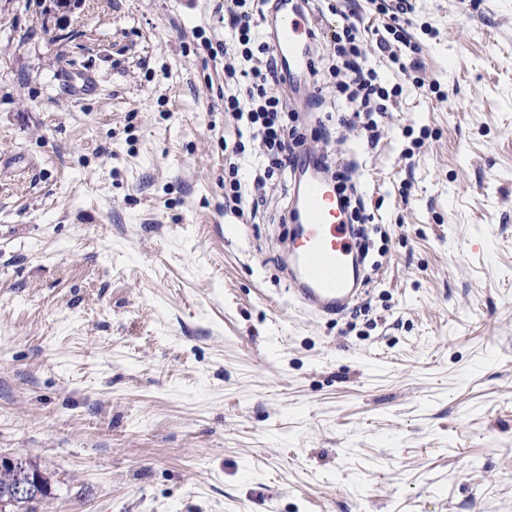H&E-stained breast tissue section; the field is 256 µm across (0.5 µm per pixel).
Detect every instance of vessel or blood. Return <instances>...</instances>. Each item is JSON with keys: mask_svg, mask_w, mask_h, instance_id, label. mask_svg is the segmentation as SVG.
<instances>
[{"mask_svg": "<svg viewBox=\"0 0 512 512\" xmlns=\"http://www.w3.org/2000/svg\"><path fill=\"white\" fill-rule=\"evenodd\" d=\"M265 21L284 90L293 93L310 76L313 18L305 0H274ZM289 221L297 226L288 247L294 299L315 313L346 309L362 292L366 277L357 242L323 167L305 161L295 171Z\"/></svg>", "mask_w": 512, "mask_h": 512, "instance_id": "obj_1", "label": "vessel or blood"}]
</instances>
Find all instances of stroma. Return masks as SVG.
Masks as SVG:
<instances>
[{"label":"stroma","mask_w":512,"mask_h":512,"mask_svg":"<svg viewBox=\"0 0 512 512\" xmlns=\"http://www.w3.org/2000/svg\"><path fill=\"white\" fill-rule=\"evenodd\" d=\"M414 6L427 85L348 140L377 270L315 316L281 195L224 209V0H0V455L40 512H512V0Z\"/></svg>","instance_id":"35a3bbf8"}]
</instances>
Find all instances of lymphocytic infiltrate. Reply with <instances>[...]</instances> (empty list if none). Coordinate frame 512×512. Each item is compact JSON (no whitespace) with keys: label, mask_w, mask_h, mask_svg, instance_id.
<instances>
[{"label":"lymphocytic infiltrate","mask_w":512,"mask_h":512,"mask_svg":"<svg viewBox=\"0 0 512 512\" xmlns=\"http://www.w3.org/2000/svg\"><path fill=\"white\" fill-rule=\"evenodd\" d=\"M231 2L224 10V39L208 52L224 59V113L233 129L232 140L224 144V205L240 216L265 206L268 189L290 176L308 144L295 127L298 111L287 108L271 90L281 82V69L256 22L271 0ZM376 10L390 20L386 36L376 41L378 49L387 53L399 74L424 86L423 66L417 58L419 44L405 29L413 11L410 0H380ZM338 16L340 22L332 38L336 62L328 71L336 80L340 124L360 129L373 144L378 142L387 116L389 92L377 69L367 61L363 20L356 7L339 11ZM326 170L343 200L349 223H373L375 217L368 213L358 190L355 163L340 157L327 164Z\"/></svg>","instance_id":"obj_1"}]
</instances>
